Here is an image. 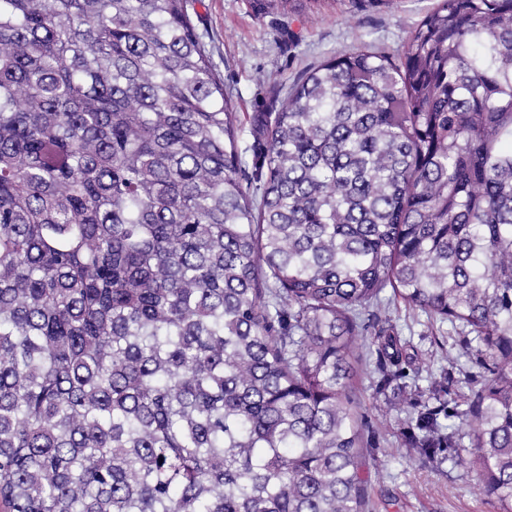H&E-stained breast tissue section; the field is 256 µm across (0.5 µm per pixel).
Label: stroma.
Listing matches in <instances>:
<instances>
[{"instance_id":"1","label":"stroma","mask_w":512,"mask_h":512,"mask_svg":"<svg viewBox=\"0 0 512 512\" xmlns=\"http://www.w3.org/2000/svg\"><path fill=\"white\" fill-rule=\"evenodd\" d=\"M436 2L197 0L191 18L246 124L254 112L275 111L276 86L293 84L339 51L365 44L395 51ZM390 313L418 357L421 389L441 373L467 368L469 358L449 323L400 303ZM378 381L370 370L359 380L365 438L375 450L367 463L370 512H494L472 468H435L409 458L400 439L405 414L385 417L374 408Z\"/></svg>"}]
</instances>
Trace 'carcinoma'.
I'll use <instances>...</instances> for the list:
<instances>
[{
    "label": "carcinoma",
    "instance_id": "obj_1",
    "mask_svg": "<svg viewBox=\"0 0 512 512\" xmlns=\"http://www.w3.org/2000/svg\"><path fill=\"white\" fill-rule=\"evenodd\" d=\"M190 6L0 0V512H368V353L512 512V0L309 70L250 166ZM387 288L471 368L421 390Z\"/></svg>",
    "mask_w": 512,
    "mask_h": 512
}]
</instances>
